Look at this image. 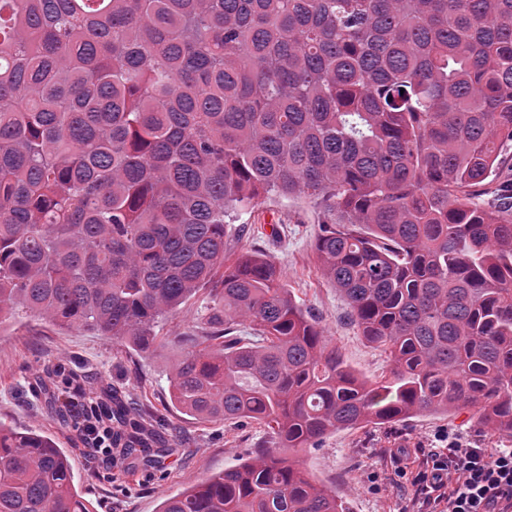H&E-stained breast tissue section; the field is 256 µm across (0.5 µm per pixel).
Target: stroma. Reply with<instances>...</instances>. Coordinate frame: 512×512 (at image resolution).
<instances>
[{"label":"stroma","mask_w":512,"mask_h":512,"mask_svg":"<svg viewBox=\"0 0 512 512\" xmlns=\"http://www.w3.org/2000/svg\"><path fill=\"white\" fill-rule=\"evenodd\" d=\"M323 222L312 204L272 196L235 218L227 249L275 257L283 281L347 362L364 376L377 377L386 368L384 354L362 339L344 298L316 268L313 245ZM210 307L204 289L158 323L159 341L150 354L47 321L19 317L0 323V423L36 431L65 451L74 484L93 512H159L165 496L238 465L270 441L255 423H203L170 406L167 373L183 351L178 338L199 333ZM64 382L83 392L85 407L106 392L121 400L123 433L138 434L148 452L137 453L134 463L122 469L87 447L78 432L81 415L61 408L57 400ZM443 432L482 448H512L511 437L491 434L462 410L340 430L302 452L299 460L316 482L347 502L350 512H402L414 490L398 484L397 469H416Z\"/></svg>","instance_id":"1"}]
</instances>
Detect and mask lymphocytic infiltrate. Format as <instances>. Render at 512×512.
Returning a JSON list of instances; mask_svg holds the SVG:
<instances>
[{
	"label": "lymphocytic infiltrate",
	"mask_w": 512,
	"mask_h": 512,
	"mask_svg": "<svg viewBox=\"0 0 512 512\" xmlns=\"http://www.w3.org/2000/svg\"><path fill=\"white\" fill-rule=\"evenodd\" d=\"M407 480L431 512H512V448L492 451L442 435Z\"/></svg>",
	"instance_id": "1"
}]
</instances>
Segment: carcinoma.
I'll return each mask as SVG.
<instances>
[{
	"label": "carcinoma",
	"instance_id": "carcinoma-1",
	"mask_svg": "<svg viewBox=\"0 0 512 512\" xmlns=\"http://www.w3.org/2000/svg\"><path fill=\"white\" fill-rule=\"evenodd\" d=\"M511 143L512 0H0V323L148 353L210 287L171 405L274 441L160 512H349L287 451L462 408L512 436ZM270 193L329 217L317 266L381 375L275 258L227 254ZM0 512L90 509L63 450L1 425Z\"/></svg>",
	"mask_w": 512,
	"mask_h": 512
}]
</instances>
